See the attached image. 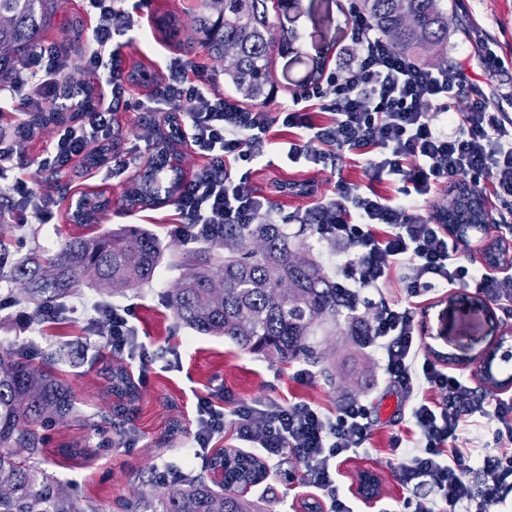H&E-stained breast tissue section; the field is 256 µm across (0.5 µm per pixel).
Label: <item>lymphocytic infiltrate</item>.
I'll return each instance as SVG.
<instances>
[{
    "mask_svg": "<svg viewBox=\"0 0 512 512\" xmlns=\"http://www.w3.org/2000/svg\"><path fill=\"white\" fill-rule=\"evenodd\" d=\"M89 3L97 17L96 47L85 56L84 69L104 92L80 123L61 126L41 157L44 169H67L88 157L92 142L111 140L113 115L131 93L121 68L104 59L114 37L131 29L130 17L115 0ZM348 25L350 43L340 49L325 82L304 87L275 112L192 81L183 67L170 64L152 90L154 109L171 113L192 102L183 140L205 159L177 199L175 234L196 242L220 235L228 224L273 223L268 199L242 188L271 146L289 162L333 171L354 154L366 159L367 182L338 180L335 196L316 200L297 218L336 245L330 261L341 288L357 295L380 288L397 272L411 299L472 285L491 301L512 303L511 272L470 270L438 216L418 213L440 185L459 179L488 180L498 198H512V86L488 98L468 82L461 64L420 65L395 51L361 12L350 11ZM64 65L56 45L40 46L21 63L10 87L25 91L30 110L45 108L60 97ZM462 98L468 104L460 112L456 102ZM314 112L330 113V122L314 123ZM277 124L291 129L292 138L272 143ZM382 180L402 182L401 196L381 195L375 184ZM69 311L86 316L114 353L141 352L130 309L88 297ZM365 343L382 351L388 385L411 403V437L392 440L401 460L399 479L434 491L430 498L406 499V512H456L460 505L466 512H492L503 489L512 486V451L467 453L454 442L474 418L494 421L495 436L512 440V399L476 396L463 375L431 360L409 310L371 307ZM369 417L357 398L342 402L332 416L304 401L268 402L236 408L234 430L266 460L292 453L307 482L328 499L330 512H355L356 502L340 492L339 465L370 439ZM223 432V405L198 399L195 455L208 452Z\"/></svg>",
    "mask_w": 512,
    "mask_h": 512,
    "instance_id": "obj_1",
    "label": "lymphocytic infiltrate"
}]
</instances>
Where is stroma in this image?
<instances>
[{
  "mask_svg": "<svg viewBox=\"0 0 512 512\" xmlns=\"http://www.w3.org/2000/svg\"><path fill=\"white\" fill-rule=\"evenodd\" d=\"M350 5L351 0H288L287 8L273 12L275 24L294 28L300 39L294 52L272 59L275 88L266 101L269 111H277L279 103L288 101L304 84L311 61L319 52H328L327 66L335 68L336 54L349 41ZM121 6L133 20L132 30L114 39L124 71L139 69L161 76L167 64L175 60L186 66L189 79L204 80L215 90L230 93L223 66L191 42L189 21L200 10L202 0H122ZM170 16L176 18L177 30L169 34L161 31L159 24ZM95 25L96 18L85 0H59L55 20L44 39L68 51L67 33L75 27L80 32L81 50L86 53L95 46ZM484 42L501 62L497 75H488L481 64L480 45ZM447 59L461 62L469 81L485 94L511 81L512 0H448ZM151 93V85L136 87L128 107L115 115L114 158L126 163V170L116 176L106 164L86 174L77 165L59 173L65 195L59 198L48 223L26 219L11 204L9 181L0 180V203L8 207L0 216V232L21 240L22 252L52 254L68 239L122 225L151 230L168 245L167 263L157 269L149 285L109 299L111 305L132 310L139 340L154 356L147 375H140L139 360L113 355L94 327L79 316L69 314L55 323H34L24 306H0V345L38 351L60 343L74 347L71 361L55 365L53 372L71 387L77 415L47 430L43 448L47 468L97 504L101 512H121L122 502L145 489L148 480L164 473L168 466L188 475L205 472L207 459L194 458L190 451L198 398H211L224 407V436L215 443L219 450L239 445L231 415L237 405L305 401L330 415L344 400L359 398L370 406L373 433L367 447L341 464L342 490L347 496H356L358 472L374 471L381 481L379 501L363 507L362 512H398L411 491L396 475L399 458L390 444L393 436L407 433L409 404L387 385L378 350L365 347L359 337L350 335L346 324L340 323L321 345L322 362L311 366L302 361L284 364L243 350L227 339L193 333L180 326L166 307L163 295L174 288L180 276L169 263L179 259L188 247L171 232L178 220L176 205L171 202L132 211L124 207L137 186L135 172L147 166L156 142L168 131L164 120L145 119L139 110L141 100ZM56 132L52 125L15 143L13 173L38 194L48 187L45 173L38 169V158ZM339 169L335 175L291 164L273 150L244 189L268 197L280 223L304 211L313 198L333 195L338 178L354 183L367 180L360 157L347 156ZM102 187L112 196L111 211L93 227L68 223L65 216L71 195ZM483 196L492 222L487 233L469 240L460 250L462 262L474 268L485 267L487 244L500 241L512 248V201L499 200L488 188ZM366 296L409 307L427 353L452 355L450 370L464 374L477 392H485L475 359L491 349L495 336L512 331V313L489 302L472 286L443 288L413 304L402 283L394 278L384 288L367 291ZM107 364L124 367L138 392L119 418L112 415L116 398L100 374ZM305 368L311 370V378L297 379V372ZM249 496L266 512H308L309 505L325 501L322 491L305 481L301 463L289 453L270 467L267 478L253 487Z\"/></svg>",
  "mask_w": 512,
  "mask_h": 512,
  "instance_id": "obj_1",
  "label": "stroma"
}]
</instances>
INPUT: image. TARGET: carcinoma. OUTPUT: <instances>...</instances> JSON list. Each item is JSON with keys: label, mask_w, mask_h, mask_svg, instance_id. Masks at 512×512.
Here are the masks:
<instances>
[{"label": "carcinoma", "mask_w": 512, "mask_h": 512, "mask_svg": "<svg viewBox=\"0 0 512 512\" xmlns=\"http://www.w3.org/2000/svg\"><path fill=\"white\" fill-rule=\"evenodd\" d=\"M58 0H0V82L12 79L17 65L43 41ZM271 0H203L191 18L194 40L207 55L224 63V81L250 102L263 101L273 84L272 57L285 55L300 38L295 30L272 35ZM389 37L396 50L411 57L448 45L446 0H355ZM65 120L52 108L35 112L24 137ZM161 168L149 164L134 201L147 207L172 199L173 187L160 182ZM452 215L456 224L488 223L482 193ZM166 245L155 233L123 226L72 238L54 255L25 256L9 262L0 235V280L15 284L8 298L34 316L60 306L89 276L114 294L152 281ZM280 224H229L224 235L202 241L181 254L186 270L165 296L177 322L201 335L222 336L240 348L283 363L320 362L310 341L315 329L344 317L356 336L353 296L321 273L312 257L298 254ZM112 392L130 397L133 386L122 367L106 372ZM75 412L68 388L23 351L0 346V512H99L71 486L43 467V437L38 428ZM236 466L224 468V484L178 474L153 491L137 492L123 512H261L247 490L264 477L265 466L234 448Z\"/></svg>", "instance_id": "carcinoma-1"}]
</instances>
